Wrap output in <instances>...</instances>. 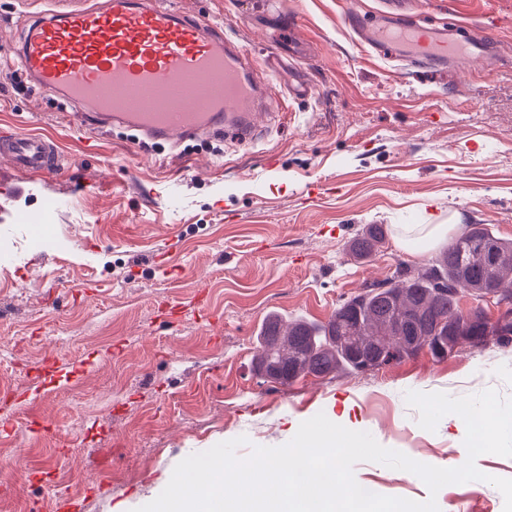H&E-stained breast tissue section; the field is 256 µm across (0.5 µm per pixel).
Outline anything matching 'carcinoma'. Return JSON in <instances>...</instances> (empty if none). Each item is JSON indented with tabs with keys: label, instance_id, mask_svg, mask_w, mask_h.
Returning <instances> with one entry per match:
<instances>
[{
	"label": "carcinoma",
	"instance_id": "carcinoma-1",
	"mask_svg": "<svg viewBox=\"0 0 512 512\" xmlns=\"http://www.w3.org/2000/svg\"><path fill=\"white\" fill-rule=\"evenodd\" d=\"M385 243L378 227L354 239L352 252L368 258ZM495 249V261L485 249ZM512 282V240L496 236L485 224H470L427 264L398 263L393 277L369 284L341 303L324 322L273 316L265 322L255 359L263 381L285 384L303 374L317 377L342 371L367 372L397 364L422 350L444 359L463 345L479 347L493 339L512 343V310L491 323L479 310L466 313L460 294L499 296Z\"/></svg>",
	"mask_w": 512,
	"mask_h": 512
}]
</instances>
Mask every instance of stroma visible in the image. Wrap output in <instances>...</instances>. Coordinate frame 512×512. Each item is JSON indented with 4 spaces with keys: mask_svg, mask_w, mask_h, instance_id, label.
<instances>
[{
    "mask_svg": "<svg viewBox=\"0 0 512 512\" xmlns=\"http://www.w3.org/2000/svg\"><path fill=\"white\" fill-rule=\"evenodd\" d=\"M345 0H179L231 19L250 62L276 43L283 89L266 105L283 123L256 144L203 136L179 157L127 131L84 139L55 97L0 88V128L61 145L64 169L18 191L0 186V496L12 508L135 512L175 465L240 436L236 451L289 442L322 413L382 446L444 468L464 464L466 426L418 424L405 394L495 390L512 399V344L425 351L373 372L263 383L253 360L271 313L323 322L345 299L429 254L401 248L402 224H486L512 239V0H406L425 22H465L499 36L497 59L406 67L341 21ZM66 196L37 252L21 215ZM382 224L386 241L355 258L351 240ZM187 312L171 317L168 303ZM484 480L430 494L415 474L353 468L376 494L439 512H503L489 477L512 457L486 453ZM105 483L103 493L89 490Z\"/></svg>",
    "mask_w": 512,
    "mask_h": 512,
    "instance_id": "1",
    "label": "stroma"
}]
</instances>
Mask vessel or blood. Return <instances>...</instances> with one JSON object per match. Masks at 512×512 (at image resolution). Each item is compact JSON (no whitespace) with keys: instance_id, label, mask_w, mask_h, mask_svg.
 <instances>
[{"instance_id":"obj_1","label":"vessel or blood","mask_w":512,"mask_h":512,"mask_svg":"<svg viewBox=\"0 0 512 512\" xmlns=\"http://www.w3.org/2000/svg\"><path fill=\"white\" fill-rule=\"evenodd\" d=\"M343 21L390 58L432 64L488 59L496 36L464 22L422 24L382 13L367 19L347 5ZM232 22L184 12L177 0H49L25 13L17 61L36 90L54 95L84 130L119 127L181 146L232 133L254 139V103L275 92L261 84L231 34ZM9 173L48 180L62 156L53 138L0 131Z\"/></svg>"}]
</instances>
